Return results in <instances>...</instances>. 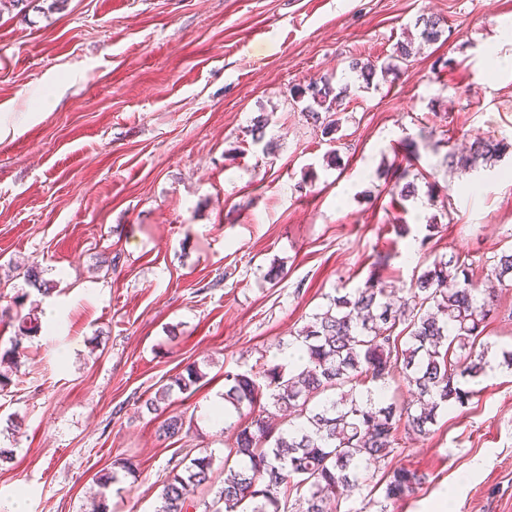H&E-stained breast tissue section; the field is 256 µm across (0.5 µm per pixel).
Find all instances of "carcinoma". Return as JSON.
<instances>
[{
	"mask_svg": "<svg viewBox=\"0 0 512 512\" xmlns=\"http://www.w3.org/2000/svg\"><path fill=\"white\" fill-rule=\"evenodd\" d=\"M445 26L437 14L421 15L415 22L418 37L429 44L441 38ZM412 43L411 37L398 41L382 64L352 56L347 71L370 86L378 74L399 70L411 57ZM346 91L321 77L294 86L290 93L306 100V116L328 135L339 130ZM507 148L501 140L478 135L468 153L448 154V167L466 169L488 162ZM393 176L401 199L416 195L418 174L411 173V166L395 168ZM24 277L44 296L55 287L35 267L26 269ZM508 282L512 284V249L493 257L479 278L460 257L436 256L399 302L372 278L361 288L328 296L295 336L302 367L288 374L268 369L264 385L250 373L226 376L224 401L239 414L245 406L249 412L235 422L224 421L234 440L224 457L223 485L212 502L203 503V512H333L336 498L370 486L367 465L395 452L399 428L429 436L438 413L465 405L474 395L469 385L477 383L493 361L500 358L512 368V350L500 352L481 340L496 314V292ZM15 319L22 334L38 332V320L31 314L17 312ZM22 356L24 349L15 340L0 352L1 391L12 382L9 370L18 368ZM205 377L200 368L189 365L140 397L141 407L162 418L159 435L182 433L186 420L169 410L170 395L175 390L193 393ZM397 377L414 391L415 408L377 400L368 387L371 383L384 389ZM359 386L366 387L365 394H355ZM261 399L266 404L257 412L254 406ZM280 412L288 413L284 429L271 422ZM212 475L210 453L175 464L161 482L156 512L197 508L191 494L211 483ZM422 482L423 476L403 466L379 480L386 500L408 497Z\"/></svg>",
	"mask_w": 512,
	"mask_h": 512,
	"instance_id": "carcinoma-1",
	"label": "carcinoma"
}]
</instances>
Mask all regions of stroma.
Returning <instances> with one entry per match:
<instances>
[{"label": "stroma", "instance_id": "1", "mask_svg": "<svg viewBox=\"0 0 512 512\" xmlns=\"http://www.w3.org/2000/svg\"><path fill=\"white\" fill-rule=\"evenodd\" d=\"M447 21L407 69L360 87L347 59L388 57L419 15ZM451 61L440 69V61ZM350 86L341 128L306 120L293 86ZM270 118L264 154L249 133ZM508 150L473 170L449 151ZM337 151L340 162L326 156ZM423 174L402 202L383 164ZM512 0H31L0 14V309L27 293L41 327L0 391V512H154L174 462L232 442L207 408L226 375L287 367L289 343L334 289L377 276L404 296L419 245L481 271L512 246ZM436 198H428V189ZM436 219L428 229V219ZM389 254L375 267L377 254ZM38 265L49 296L19 269ZM277 279H269L270 269ZM173 392L188 434L159 438L137 398ZM370 469L424 474L387 512H512V369L500 365L428 438ZM117 459V480L96 475ZM508 147L501 140L478 135L470 143L468 153L459 156L455 152L448 153V167L466 169L479 162H488L501 155Z\"/></svg>", "mask_w": 512, "mask_h": 512}]
</instances>
